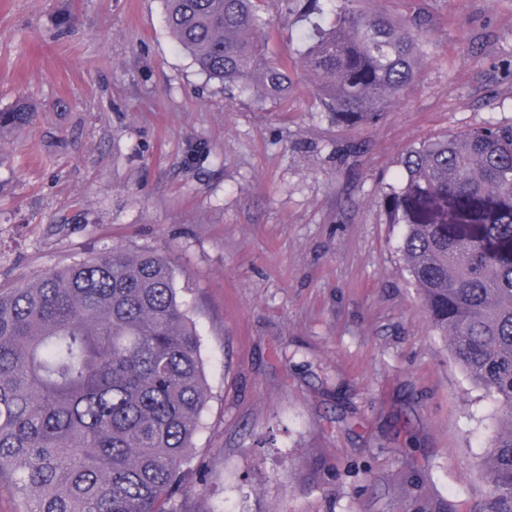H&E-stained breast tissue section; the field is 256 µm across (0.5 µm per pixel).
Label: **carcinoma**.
<instances>
[{
	"instance_id": "carcinoma-1",
	"label": "carcinoma",
	"mask_w": 512,
	"mask_h": 512,
	"mask_svg": "<svg viewBox=\"0 0 512 512\" xmlns=\"http://www.w3.org/2000/svg\"><path fill=\"white\" fill-rule=\"evenodd\" d=\"M177 45L223 82L280 94L288 61L261 32L268 0H165ZM336 0L301 67L348 127L380 120L427 55V20ZM19 104L0 129L29 125ZM383 194L432 327L498 404L481 473L489 512H512V126L412 151ZM207 389L200 334L151 253L114 249L0 288V488L17 512H185Z\"/></svg>"
}]
</instances>
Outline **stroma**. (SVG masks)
Returning a JSON list of instances; mask_svg holds the SVG:
<instances>
[{"mask_svg": "<svg viewBox=\"0 0 512 512\" xmlns=\"http://www.w3.org/2000/svg\"><path fill=\"white\" fill-rule=\"evenodd\" d=\"M275 0L283 96L207 78L164 0H0V288L115 248L166 258L208 399L187 512H488L495 405L429 324L382 204L407 154L512 125V0H362L430 19L376 124H338Z\"/></svg>", "mask_w": 512, "mask_h": 512, "instance_id": "1", "label": "stroma"}]
</instances>
